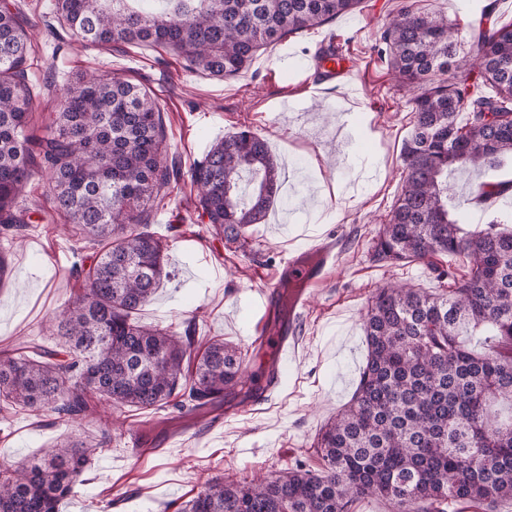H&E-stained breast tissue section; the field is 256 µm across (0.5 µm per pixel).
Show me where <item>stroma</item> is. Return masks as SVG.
<instances>
[{
  "label": "stroma",
  "mask_w": 512,
  "mask_h": 512,
  "mask_svg": "<svg viewBox=\"0 0 512 512\" xmlns=\"http://www.w3.org/2000/svg\"><path fill=\"white\" fill-rule=\"evenodd\" d=\"M34 21V81L42 86L37 120L55 115L59 84L84 72L118 75L152 89L161 99L169 158L188 167L225 134L247 128L262 136L282 171L295 175L250 246L230 251L206 230L189 185L175 182L154 213L150 229L162 236L169 276L141 308V323L178 333L194 325V345L221 338L241 348L246 371L259 374L265 350L252 343L250 295L274 284L290 254L309 236H329L339 264L296 315V357L264 399L225 407L184 424L173 407L116 411L99 406L78 423L46 412L0 417V465L18 464L71 434L111 441L96 449L82 484L61 512H179L208 477L236 480L275 475L296 466L316 470L313 443L320 427L350 401L365 363L363 316L378 288L410 283L436 287L423 265L379 267L368 251L378 224L400 192V150L408 136L410 106L374 49L388 18L403 0H362L358 10L322 26L288 35L252 62L248 72L212 79L183 69L160 48L102 49L82 45L61 26L53 0H14ZM416 10L438 12L459 30L462 53H472L482 23L480 0H412ZM343 57L346 82L329 81L313 66L322 49ZM512 180V167L459 176L454 185L466 223L482 224L512 209V194L493 207L471 202V186ZM11 273L0 287V351L53 345L41 329L83 286L79 273L93 251L61 222L34 220L21 236H0ZM159 425L167 443L142 453L139 428Z\"/></svg>",
  "instance_id": "obj_1"
}]
</instances>
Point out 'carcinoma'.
<instances>
[{"mask_svg": "<svg viewBox=\"0 0 512 512\" xmlns=\"http://www.w3.org/2000/svg\"><path fill=\"white\" fill-rule=\"evenodd\" d=\"M139 2L55 0V12L87 45L158 47L190 72L233 78L259 51L361 0H160L157 11ZM34 27L0 3V234L30 223L19 198L39 170L54 200L42 220L60 216L99 250L81 271L83 291L49 324L58 349L0 352V414L51 411L67 422L99 404L147 411L171 402L200 420L229 397H252L237 347L215 339L194 355L191 337L136 314L167 277L164 244L148 224L171 182L189 179L209 231L242 247L280 198L277 158L242 129L185 171L168 165L157 98L121 77L76 76L53 121L35 126ZM380 40V59L413 95L401 191L369 260L425 265L439 286L388 284L371 297L366 361L351 404L316 437L319 471L243 483L215 476L182 512H355L367 497L394 512H447L450 501L498 512L512 503V211L471 226L454 215L450 195L455 175L512 159V24L479 29L471 82L436 79L459 55L437 13L405 3ZM90 464L89 447L65 440L29 465H1L0 512H59Z\"/></svg>", "mask_w": 512, "mask_h": 512, "instance_id": "cac0c4a2", "label": "carcinoma"}]
</instances>
